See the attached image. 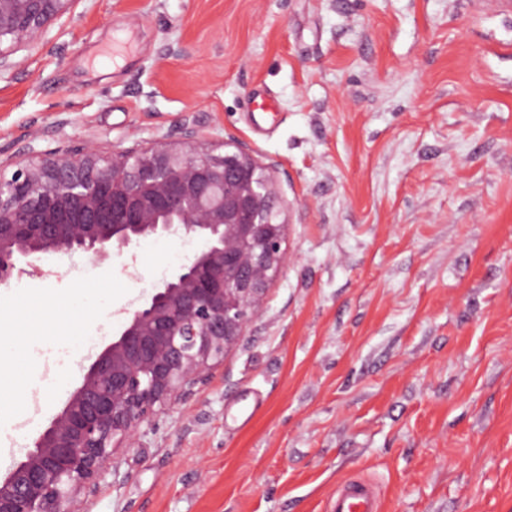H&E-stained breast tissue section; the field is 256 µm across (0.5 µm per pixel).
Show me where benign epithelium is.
<instances>
[{"label":"benign epithelium","instance_id":"1","mask_svg":"<svg viewBox=\"0 0 512 512\" xmlns=\"http://www.w3.org/2000/svg\"><path fill=\"white\" fill-rule=\"evenodd\" d=\"M81 0H0V73L16 47L45 43L49 23ZM186 141L102 154L93 146L24 158L0 174V287L42 273L44 256L100 261L143 239L195 236L204 248L129 313L80 385L0 480V512H82L81 495L110 449L133 440L159 407L198 393L265 306L288 263L275 170L224 144Z\"/></svg>","mask_w":512,"mask_h":512}]
</instances>
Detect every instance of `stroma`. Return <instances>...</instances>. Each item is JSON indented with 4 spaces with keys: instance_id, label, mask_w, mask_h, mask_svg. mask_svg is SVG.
<instances>
[{
    "instance_id": "35a3bbf8",
    "label": "stroma",
    "mask_w": 512,
    "mask_h": 512,
    "mask_svg": "<svg viewBox=\"0 0 512 512\" xmlns=\"http://www.w3.org/2000/svg\"><path fill=\"white\" fill-rule=\"evenodd\" d=\"M128 35L124 64L95 66ZM0 74V172L183 138L274 165L289 263L203 390L114 449L83 512H512V0H81ZM272 101L261 112L258 102ZM204 247L158 237L48 263L70 301L0 373V478L79 386L85 340ZM329 512H381L377 487L364 478L346 480L329 502Z\"/></svg>"
}]
</instances>
